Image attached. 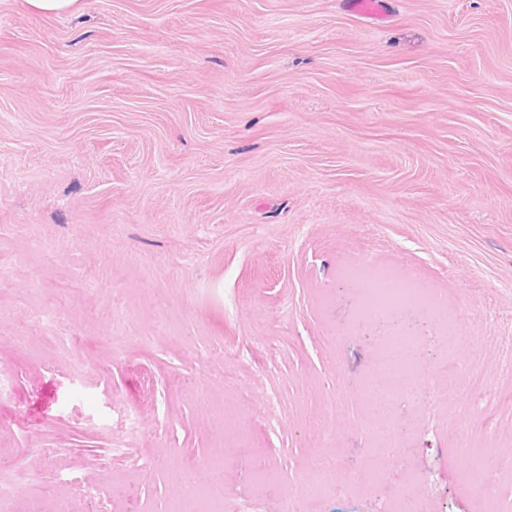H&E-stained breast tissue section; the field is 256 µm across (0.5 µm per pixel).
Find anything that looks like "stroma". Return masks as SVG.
<instances>
[{
  "mask_svg": "<svg viewBox=\"0 0 512 512\" xmlns=\"http://www.w3.org/2000/svg\"><path fill=\"white\" fill-rule=\"evenodd\" d=\"M387 3L0 0V512H177L204 467L222 512H512V0ZM352 265L456 339L365 321ZM395 333L397 455L362 398ZM36 11L47 15L70 14L76 10L79 0H27ZM384 0H347L348 11L367 22H381L385 18ZM370 277L373 284L362 309L364 318L372 320L419 301L428 305L433 316L447 331V308L435 301L430 290L419 288L408 278L398 279L388 273H377ZM439 374L436 376V383L432 387V401L436 405H445L448 403V395H452L458 390V366L457 363L449 360L444 361L439 366ZM336 457L335 455H318L311 469L313 485L317 486L321 481L336 478Z\"/></svg>",
  "mask_w": 512,
  "mask_h": 512,
  "instance_id": "1",
  "label": "stroma"
}]
</instances>
